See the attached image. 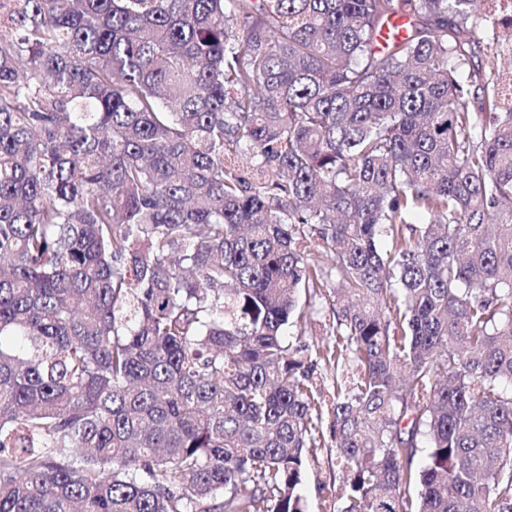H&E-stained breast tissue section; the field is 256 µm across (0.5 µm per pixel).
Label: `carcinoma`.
<instances>
[{"mask_svg": "<svg viewBox=\"0 0 512 512\" xmlns=\"http://www.w3.org/2000/svg\"><path fill=\"white\" fill-rule=\"evenodd\" d=\"M326 416L512 512V0L1 3L0 512H306ZM330 324H332L331 311L324 305L317 306L311 320V330L309 329V332L302 336L301 341L310 345L316 342H322V345L330 342L332 339V336H329Z\"/></svg>", "mask_w": 512, "mask_h": 512, "instance_id": "carcinoma-1", "label": "carcinoma"}]
</instances>
